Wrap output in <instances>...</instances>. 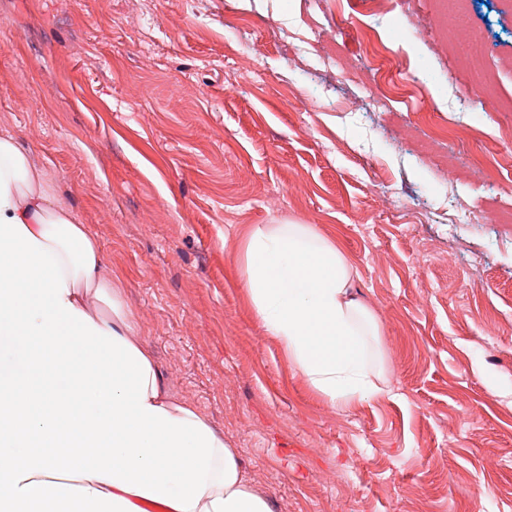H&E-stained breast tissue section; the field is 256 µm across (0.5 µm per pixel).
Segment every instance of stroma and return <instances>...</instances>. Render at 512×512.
Listing matches in <instances>:
<instances>
[{
    "instance_id": "obj_1",
    "label": "stroma",
    "mask_w": 512,
    "mask_h": 512,
    "mask_svg": "<svg viewBox=\"0 0 512 512\" xmlns=\"http://www.w3.org/2000/svg\"><path fill=\"white\" fill-rule=\"evenodd\" d=\"M460 11L0 0V128L97 237L169 390L272 512H512V0ZM314 40L335 68L287 59ZM287 221L352 266L385 394L333 408L256 316L245 236Z\"/></svg>"
}]
</instances>
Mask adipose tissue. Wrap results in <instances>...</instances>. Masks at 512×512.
<instances>
[{
    "label": "adipose tissue",
    "instance_id": "obj_1",
    "mask_svg": "<svg viewBox=\"0 0 512 512\" xmlns=\"http://www.w3.org/2000/svg\"><path fill=\"white\" fill-rule=\"evenodd\" d=\"M243 286L266 331L333 407L384 393L354 272L310 224H255ZM271 512L236 452L175 399L98 241L0 130V512Z\"/></svg>",
    "mask_w": 512,
    "mask_h": 512
}]
</instances>
